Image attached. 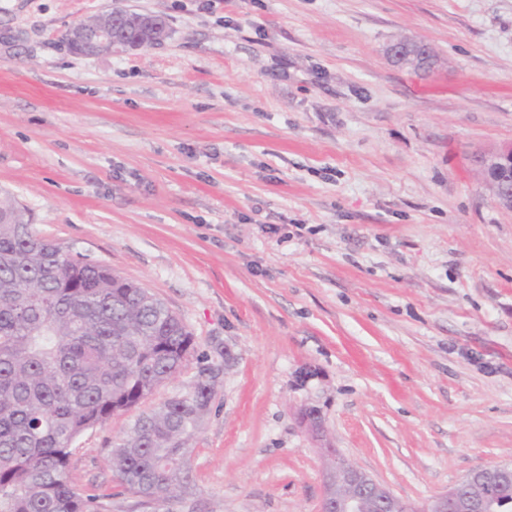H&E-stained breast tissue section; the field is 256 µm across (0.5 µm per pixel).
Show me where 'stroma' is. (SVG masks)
I'll return each instance as SVG.
<instances>
[{
    "mask_svg": "<svg viewBox=\"0 0 512 512\" xmlns=\"http://www.w3.org/2000/svg\"><path fill=\"white\" fill-rule=\"evenodd\" d=\"M115 7L169 38L71 53ZM402 37L435 69L390 63ZM510 142L512 0H0V192L194 338L72 483L150 512L107 450L208 370L176 512H319L326 446L419 504L512 463V212L473 163Z\"/></svg>",
    "mask_w": 512,
    "mask_h": 512,
    "instance_id": "1",
    "label": "stroma"
}]
</instances>
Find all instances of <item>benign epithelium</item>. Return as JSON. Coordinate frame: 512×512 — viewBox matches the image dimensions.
I'll return each mask as SVG.
<instances>
[{"label":"benign epithelium","mask_w":512,"mask_h":512,"mask_svg":"<svg viewBox=\"0 0 512 512\" xmlns=\"http://www.w3.org/2000/svg\"><path fill=\"white\" fill-rule=\"evenodd\" d=\"M116 18L117 14L112 10L98 16L93 25L73 26L69 32L70 49L83 56H95L112 48L124 35ZM155 19L157 15L146 13L139 23L146 48L164 42V35L158 32ZM386 54L391 62L414 69H429L435 61L431 48L414 38L390 43ZM478 166L492 190L496 204L512 212V143L494 153L479 156ZM473 472L491 475L512 484V465H499L494 469L480 466ZM324 486L321 512H409L403 500L344 459L336 462V469L325 471ZM499 505V501L491 500L482 493L472 490L462 493L450 489L430 501L429 512H499Z\"/></svg>","instance_id":"obj_1"}]
</instances>
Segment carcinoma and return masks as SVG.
<instances>
[{"mask_svg": "<svg viewBox=\"0 0 512 512\" xmlns=\"http://www.w3.org/2000/svg\"><path fill=\"white\" fill-rule=\"evenodd\" d=\"M0 512H104L68 466L77 439L180 373L194 346L147 289L62 252L0 201ZM215 376L141 415L107 463L123 491L165 508L192 494V442Z\"/></svg>", "mask_w": 512, "mask_h": 512, "instance_id": "obj_1", "label": "carcinoma"}]
</instances>
